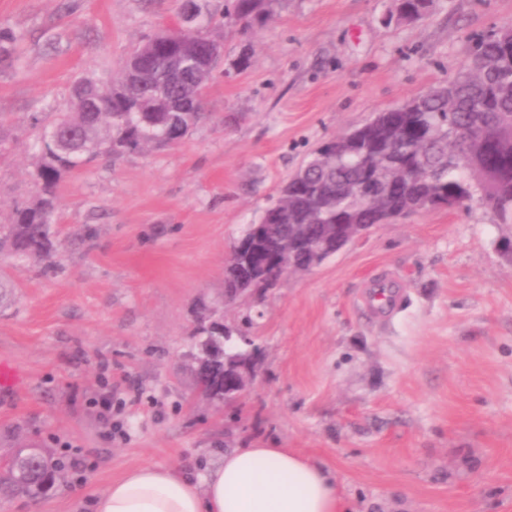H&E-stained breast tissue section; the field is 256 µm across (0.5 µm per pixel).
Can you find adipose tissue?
Wrapping results in <instances>:
<instances>
[{"mask_svg": "<svg viewBox=\"0 0 512 512\" xmlns=\"http://www.w3.org/2000/svg\"><path fill=\"white\" fill-rule=\"evenodd\" d=\"M94 512H348L331 469L289 448H230L203 482L142 465L99 494Z\"/></svg>", "mask_w": 512, "mask_h": 512, "instance_id": "ef3b65f1", "label": "adipose tissue"}]
</instances>
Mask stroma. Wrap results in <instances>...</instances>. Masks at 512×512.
<instances>
[{
	"label": "stroma",
	"instance_id": "35a3bbf8",
	"mask_svg": "<svg viewBox=\"0 0 512 512\" xmlns=\"http://www.w3.org/2000/svg\"><path fill=\"white\" fill-rule=\"evenodd\" d=\"M208 117L174 146L99 161L60 185L59 228L90 250L0 256L14 302L0 358V461L43 449L65 468L0 512H92L139 465L203 478L229 448H292L324 463L354 512H512V226L477 202L370 228L254 304L224 303L247 225L324 141L456 75L474 41L512 24V0H433L417 22L394 0H281L267 27H223ZM180 0H0L20 40L0 58V213L35 192L33 113L71 108L84 75L119 77L178 20ZM251 64L238 68L241 54ZM388 287L379 317L362 299ZM252 316L251 389L227 408L197 390L199 323ZM111 398V411L101 401Z\"/></svg>",
	"mask_w": 512,
	"mask_h": 512
}]
</instances>
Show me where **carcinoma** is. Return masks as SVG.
I'll list each match as a JSON object with an SVG mask.
<instances>
[{
	"label": "carcinoma",
	"instance_id": "1",
	"mask_svg": "<svg viewBox=\"0 0 512 512\" xmlns=\"http://www.w3.org/2000/svg\"><path fill=\"white\" fill-rule=\"evenodd\" d=\"M281 0H231L225 18L245 31L261 29ZM432 0H397L398 16L420 20ZM184 49L201 48L204 56L221 62L222 47L209 26L201 23L183 34ZM19 37L0 28V57L15 48ZM175 54L157 47L142 66V76L102 82L79 78L73 89L72 109L40 126L37 192L16 205L9 223L0 225V254L35 259L54 265L66 246L83 245L93 238L86 228L63 239L56 224L57 189L63 175L98 160L112 161L151 144L172 145L203 118L205 83L196 70L172 74ZM455 106L448 111V97ZM356 153L324 170L308 159L300 170L310 188L299 190L286 182L291 195L288 218L281 224L245 236L255 248L268 252L276 236L294 224L310 238L317 225L388 224L420 209L429 196L439 207L452 210L476 200L501 224L512 223V50L492 38L478 40L470 61L454 78L409 99L405 106L377 113L357 128ZM379 150L405 166L421 164L423 179L409 178L389 194L367 203L358 201L352 187L364 178V155ZM487 173L482 189L474 188L469 172ZM25 478L14 461L0 463V494L31 493L55 479L56 470L39 452L31 457Z\"/></svg>",
	"mask_w": 512,
	"mask_h": 512
}]
</instances>
